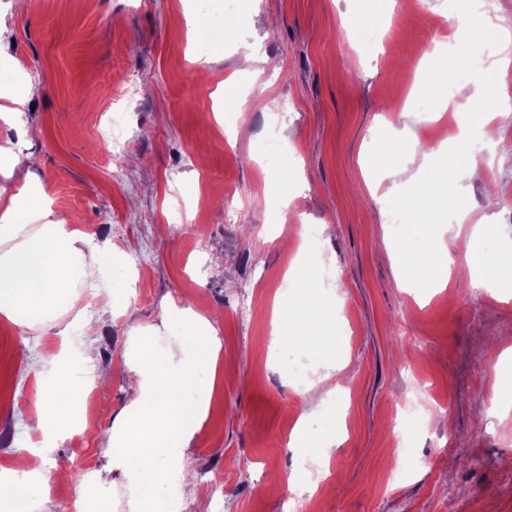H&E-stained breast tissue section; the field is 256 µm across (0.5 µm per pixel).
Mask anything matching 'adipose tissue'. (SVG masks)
<instances>
[{
    "mask_svg": "<svg viewBox=\"0 0 512 512\" xmlns=\"http://www.w3.org/2000/svg\"><path fill=\"white\" fill-rule=\"evenodd\" d=\"M421 199L418 221L431 251L447 255L462 249L469 265L483 273L482 285L503 287L504 278L485 249L481 233L445 239L448 207L460 203L457 182L420 172L411 182ZM115 246L89 249L85 235L58 219L42 184L24 180L14 192L0 191V317L40 332L70 312L85 297L84 284L111 266ZM448 264L432 265L421 253H403L398 280L407 288H442ZM321 297L316 310L303 305L279 306L272 322V349L314 351L333 357L340 346L343 324ZM166 321L176 328L174 342H157L155 327L135 328L125 353L133 398L103 442L108 450L105 472H92L77 487L78 512H167L184 498L183 482L170 485L166 496L157 489L164 470H187V450L209 416L214 380L208 371L221 350L214 321L189 307L168 306ZM42 380L27 416V428L38 439L29 448L14 449L9 466L0 467V512H54L45 489L63 470L47 468L57 441L75 427L74 411L61 405L56 393H80L95 371L90 344L65 355L38 358L32 364Z\"/></svg>",
    "mask_w": 512,
    "mask_h": 512,
    "instance_id": "ef3b65f1",
    "label": "adipose tissue"
}]
</instances>
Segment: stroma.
Here are the masks:
<instances>
[{
    "label": "stroma",
    "instance_id": "obj_1",
    "mask_svg": "<svg viewBox=\"0 0 512 512\" xmlns=\"http://www.w3.org/2000/svg\"><path fill=\"white\" fill-rule=\"evenodd\" d=\"M7 2L0 19L12 36L0 68L20 77L0 85V106L24 97L29 134L18 139L0 123V146L39 159L33 174L71 229L121 250L86 283L79 337L93 343L107 385L85 396L83 424L49 456L71 474L56 495L75 494V453L106 466L99 437L130 400L129 336L160 324L173 303L223 315L212 412L190 453L183 512H281L291 493L308 512H512V396L497 388L498 368L512 366V288H481L460 253L447 288L400 287L395 247L428 250L419 203L367 164L381 137L408 126L421 147L393 143L397 156H453L463 170L478 161L458 230L482 227L512 263V121L500 123L491 151L450 142L459 119L480 118L441 111L443 89L422 62L455 32L456 100L477 87L488 98L512 92V68H469L486 25L459 14L457 0H395L382 28L375 0H259L212 43L204 29L235 0H216L193 28V0H43L21 13ZM248 44L268 64L248 62ZM228 77L245 104L224 141L213 121ZM118 85L130 90L120 103L110 99ZM116 108L127 114L118 154L99 134ZM279 173L292 194L281 215L262 195L265 177ZM307 224L321 229L324 284L344 321L343 371L322 404L307 388L325 357L268 350L274 301L301 293L285 274ZM61 342L58 327L37 334L0 319V464L31 438L40 381L28 360L58 354ZM301 423L335 445L294 451ZM402 429L413 433L406 457ZM294 474L302 483L292 491Z\"/></svg>",
    "mask_w": 512,
    "mask_h": 512
}]
</instances>
